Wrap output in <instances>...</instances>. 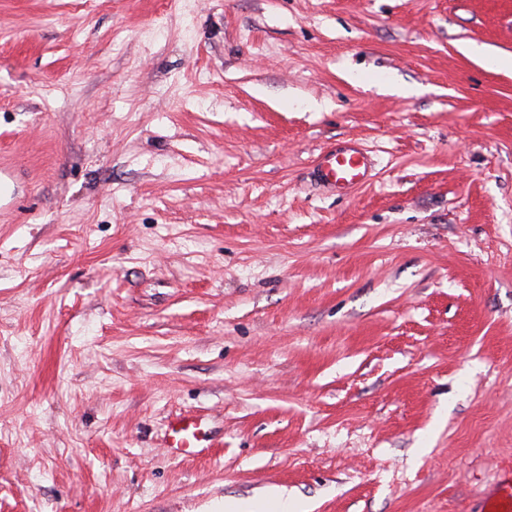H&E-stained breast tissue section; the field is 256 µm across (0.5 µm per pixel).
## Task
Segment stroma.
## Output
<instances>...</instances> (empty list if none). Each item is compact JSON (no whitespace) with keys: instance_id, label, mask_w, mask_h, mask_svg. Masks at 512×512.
Instances as JSON below:
<instances>
[{"instance_id":"obj_1","label":"stroma","mask_w":512,"mask_h":512,"mask_svg":"<svg viewBox=\"0 0 512 512\" xmlns=\"http://www.w3.org/2000/svg\"><path fill=\"white\" fill-rule=\"evenodd\" d=\"M474 44L512 55V0H0V512H479L512 71ZM351 136L339 196L310 171ZM373 163L357 139L348 138L322 151L312 167L314 179L339 194H349L372 179ZM170 439L167 448L176 451L192 452L195 448H208L206 441L200 435L199 427L195 420L189 417H181L170 422ZM271 503L268 507H272L269 510H262L250 502H225L224 501V509L221 508L219 512L223 510L225 512H291L294 511V507L290 500L288 499V494H286L285 490H281L276 492L272 498L269 500Z\"/></svg>"}]
</instances>
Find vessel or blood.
Segmentation results:
<instances>
[{
  "mask_svg": "<svg viewBox=\"0 0 512 512\" xmlns=\"http://www.w3.org/2000/svg\"><path fill=\"white\" fill-rule=\"evenodd\" d=\"M373 163L358 140L348 138L322 151L315 159L312 173L322 186L339 194H348L368 183ZM204 439L195 420L181 417L170 423L169 448L189 452L203 447ZM483 512H512V478L501 480L486 497Z\"/></svg>",
  "mask_w": 512,
  "mask_h": 512,
  "instance_id": "b4317fda",
  "label": "vessel or blood"
}]
</instances>
